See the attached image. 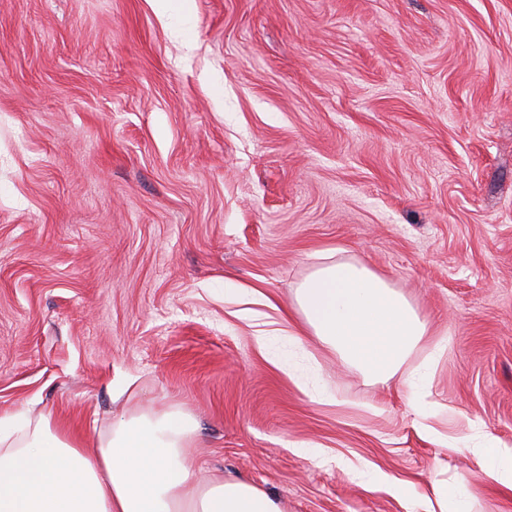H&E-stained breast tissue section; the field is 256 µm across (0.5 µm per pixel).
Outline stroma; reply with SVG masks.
<instances>
[{"label": "stroma", "mask_w": 512, "mask_h": 512, "mask_svg": "<svg viewBox=\"0 0 512 512\" xmlns=\"http://www.w3.org/2000/svg\"><path fill=\"white\" fill-rule=\"evenodd\" d=\"M332 252L428 324L399 380L279 335ZM170 406L286 512H512V0H0V415ZM478 449L483 453L492 469L508 475L512 479V456L507 457L491 441Z\"/></svg>", "instance_id": "1"}]
</instances>
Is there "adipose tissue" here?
<instances>
[{
  "label": "adipose tissue",
  "instance_id": "adipose-tissue-1",
  "mask_svg": "<svg viewBox=\"0 0 512 512\" xmlns=\"http://www.w3.org/2000/svg\"><path fill=\"white\" fill-rule=\"evenodd\" d=\"M296 301L312 335L385 383L427 334L410 301L358 262L318 264ZM196 432L182 410H152L119 418L89 452L52 414L0 416V512H285L245 480L200 483Z\"/></svg>",
  "mask_w": 512,
  "mask_h": 512
}]
</instances>
